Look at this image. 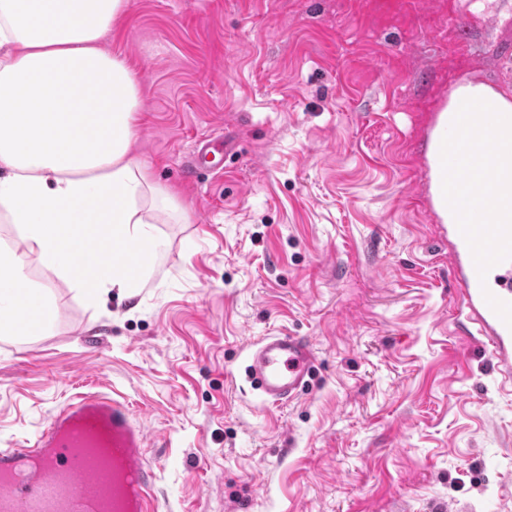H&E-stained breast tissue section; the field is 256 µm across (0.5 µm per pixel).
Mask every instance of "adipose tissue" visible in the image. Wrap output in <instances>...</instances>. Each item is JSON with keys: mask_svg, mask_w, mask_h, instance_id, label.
<instances>
[{"mask_svg": "<svg viewBox=\"0 0 512 512\" xmlns=\"http://www.w3.org/2000/svg\"><path fill=\"white\" fill-rule=\"evenodd\" d=\"M129 0H0V213L15 224L28 257L0 248V335L47 326L49 294L32 285L26 258L53 270L79 296L139 287L146 266L130 268V245L163 249L155 233L166 202L142 215L151 186L133 155L138 81L101 41ZM90 109H73L75 96ZM451 112L512 114V96L464 82ZM108 247L112 260L75 272L78 249Z\"/></svg>", "mask_w": 512, "mask_h": 512, "instance_id": "1", "label": "adipose tissue"}]
</instances>
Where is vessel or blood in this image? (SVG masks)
<instances>
[{"label": "vessel or blood", "mask_w": 512, "mask_h": 512, "mask_svg": "<svg viewBox=\"0 0 512 512\" xmlns=\"http://www.w3.org/2000/svg\"><path fill=\"white\" fill-rule=\"evenodd\" d=\"M452 113H434L427 128V213L436 236L448 246L455 293L476 343L495 362L503 385L512 388V328L484 299L512 302V259L479 280L469 247L442 194L441 128ZM315 359L302 336H268L250 344L247 372L265 401L291 399L306 383ZM144 434L125 407L105 395L82 397L50 417L34 437L0 450V512H156L148 492L153 477Z\"/></svg>", "instance_id": "b4317fda"}]
</instances>
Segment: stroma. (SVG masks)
<instances>
[{
	"mask_svg": "<svg viewBox=\"0 0 512 512\" xmlns=\"http://www.w3.org/2000/svg\"><path fill=\"white\" fill-rule=\"evenodd\" d=\"M102 45L138 80L167 248L99 305L28 266L53 321L0 335V449L99 392L145 430L156 512H512V390L468 341L424 181L457 85L512 94V0H129ZM278 333L317 362L273 406L245 367Z\"/></svg>",
	"mask_w": 512,
	"mask_h": 512,
	"instance_id": "35a3bbf8",
	"label": "stroma"
}]
</instances>
